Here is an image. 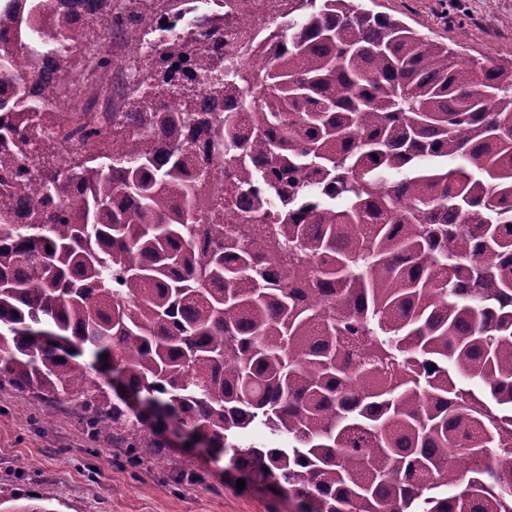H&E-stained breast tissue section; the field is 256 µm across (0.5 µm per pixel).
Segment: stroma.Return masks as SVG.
I'll list each match as a JSON object with an SVG mask.
<instances>
[{"mask_svg": "<svg viewBox=\"0 0 512 512\" xmlns=\"http://www.w3.org/2000/svg\"><path fill=\"white\" fill-rule=\"evenodd\" d=\"M365 9L456 46L462 60L512 59V0H363ZM82 411L0 387V490L20 504L50 498L53 512H294L262 486L239 490L224 464L175 448L131 467L108 435L90 442Z\"/></svg>", "mask_w": 512, "mask_h": 512, "instance_id": "1", "label": "stroma"}]
</instances>
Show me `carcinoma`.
I'll return each instance as SVG.
<instances>
[{
    "mask_svg": "<svg viewBox=\"0 0 512 512\" xmlns=\"http://www.w3.org/2000/svg\"><path fill=\"white\" fill-rule=\"evenodd\" d=\"M112 2L0 0V386L138 461L175 421L295 512H512V62L292 0L233 68L207 0L115 104Z\"/></svg>",
    "mask_w": 512,
    "mask_h": 512,
    "instance_id": "obj_1",
    "label": "carcinoma"
}]
</instances>
